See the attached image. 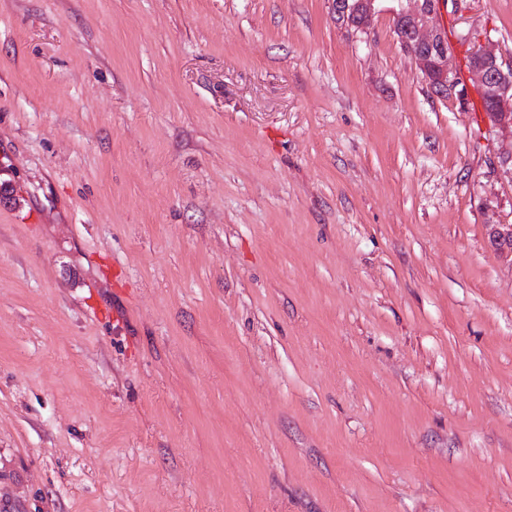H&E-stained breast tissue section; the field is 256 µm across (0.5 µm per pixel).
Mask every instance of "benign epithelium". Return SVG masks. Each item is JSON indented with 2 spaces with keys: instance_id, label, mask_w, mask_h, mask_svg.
<instances>
[{
  "instance_id": "7a95c632",
  "label": "benign epithelium",
  "mask_w": 512,
  "mask_h": 512,
  "mask_svg": "<svg viewBox=\"0 0 512 512\" xmlns=\"http://www.w3.org/2000/svg\"><path fill=\"white\" fill-rule=\"evenodd\" d=\"M392 5L384 7V2ZM462 0H330L336 24L354 35L369 31L375 17L388 11L394 19V34L400 47L413 60L416 70L432 94L441 100L454 99L466 106L468 87L450 62L448 33L436 24L441 10L451 3L461 7ZM475 43L469 72L487 101L491 129L512 139V57L498 52L493 41L472 32L463 34ZM499 175L512 180V146L499 153L495 162ZM491 245L512 254V224H497L490 232Z\"/></svg>"
}]
</instances>
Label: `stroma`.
<instances>
[{"instance_id":"stroma-1","label":"stroma","mask_w":512,"mask_h":512,"mask_svg":"<svg viewBox=\"0 0 512 512\" xmlns=\"http://www.w3.org/2000/svg\"><path fill=\"white\" fill-rule=\"evenodd\" d=\"M511 143L386 12L0 0V512H512Z\"/></svg>"}]
</instances>
